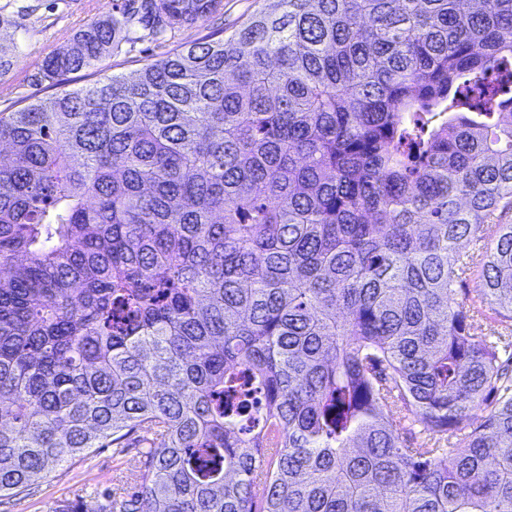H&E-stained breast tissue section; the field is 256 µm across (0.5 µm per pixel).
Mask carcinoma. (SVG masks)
I'll return each instance as SVG.
<instances>
[{
  "instance_id": "1",
  "label": "carcinoma",
  "mask_w": 512,
  "mask_h": 512,
  "mask_svg": "<svg viewBox=\"0 0 512 512\" xmlns=\"http://www.w3.org/2000/svg\"><path fill=\"white\" fill-rule=\"evenodd\" d=\"M276 2L0 113V494L142 431L54 512H512V0Z\"/></svg>"
}]
</instances>
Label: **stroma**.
<instances>
[{
  "label": "stroma",
  "instance_id": "1",
  "mask_svg": "<svg viewBox=\"0 0 512 512\" xmlns=\"http://www.w3.org/2000/svg\"><path fill=\"white\" fill-rule=\"evenodd\" d=\"M132 5L133 0H0V55L12 62L11 69L0 75V112L13 111L23 98L49 95V83L39 74L43 58L69 49L75 34L92 22L108 15L122 17ZM273 7V0H223L211 20L185 27L164 42L152 38L140 24H129L97 69L71 74V84L81 87L104 75L134 73L178 44L215 29L232 34L253 13ZM150 443V435L138 432L130 436L123 455H114L109 448L94 449L83 461L57 468L51 478L38 481L29 494L1 496L0 512H53L60 503L74 506L107 490L121 496L134 483V460L149 450Z\"/></svg>",
  "mask_w": 512,
  "mask_h": 512
}]
</instances>
